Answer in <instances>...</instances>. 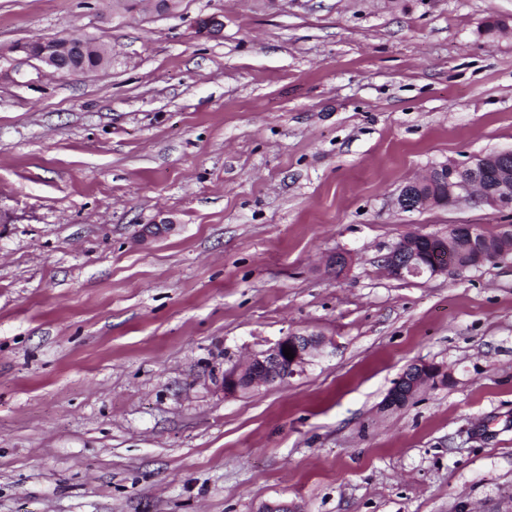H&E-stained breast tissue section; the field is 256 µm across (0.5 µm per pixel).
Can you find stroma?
Listing matches in <instances>:
<instances>
[{
	"label": "stroma",
	"mask_w": 512,
	"mask_h": 512,
	"mask_svg": "<svg viewBox=\"0 0 512 512\" xmlns=\"http://www.w3.org/2000/svg\"><path fill=\"white\" fill-rule=\"evenodd\" d=\"M493 20L512 0H0V52L64 33L114 54L0 77V512H512V261L380 262L410 231L512 224L394 206L512 149ZM292 333L336 350L225 394ZM418 361L447 382L381 410Z\"/></svg>",
	"instance_id": "stroma-1"
}]
</instances>
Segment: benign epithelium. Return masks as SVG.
<instances>
[{"label":"benign epithelium","instance_id":"7a95c632","mask_svg":"<svg viewBox=\"0 0 512 512\" xmlns=\"http://www.w3.org/2000/svg\"><path fill=\"white\" fill-rule=\"evenodd\" d=\"M88 49L103 58L102 64H112V48L96 40H75L68 35L37 37L19 43L9 49L10 71L15 73L14 82L22 86L27 83L25 68L40 73L49 69L54 73L63 70L62 57L74 47ZM481 171L493 178L489 184L475 178L472 173ZM476 204L497 210L512 209V149L472 155L464 162L450 159L432 167L429 172L402 184L395 199V205L402 212L453 209L461 204ZM463 227L470 242L495 240L492 252L495 261L506 262L512 258V226L502 225L500 231L489 235L474 224L449 227L448 235L439 236L408 232L390 246L382 256L384 268L400 279L408 277L453 276L482 263L485 256L481 247L462 252L457 247L453 230ZM332 344L331 339L320 334H291L275 344L242 359L224 371V393L255 392L263 387L285 382L302 374L311 363L314 353ZM293 349L294 358L287 360L283 347ZM448 379V372L442 367L424 361L411 364L382 402V409L395 410L403 407L424 387ZM305 512L296 502H263L254 512Z\"/></svg>","mask_w":512,"mask_h":512}]
</instances>
